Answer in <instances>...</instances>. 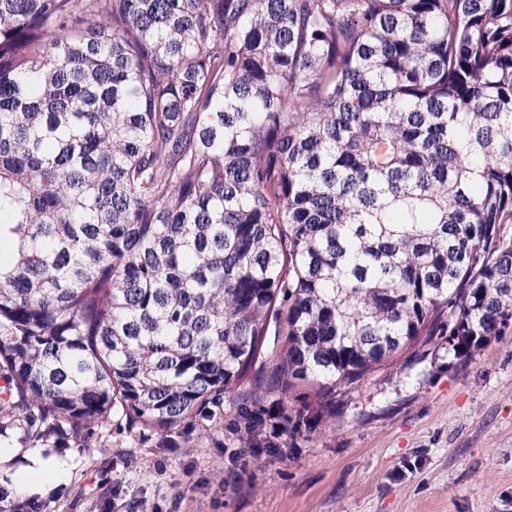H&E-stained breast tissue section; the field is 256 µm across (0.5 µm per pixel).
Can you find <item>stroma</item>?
<instances>
[{
	"label": "stroma",
	"mask_w": 512,
	"mask_h": 512,
	"mask_svg": "<svg viewBox=\"0 0 512 512\" xmlns=\"http://www.w3.org/2000/svg\"><path fill=\"white\" fill-rule=\"evenodd\" d=\"M41 512H512V327L459 361L397 357L275 453L194 431L140 446L111 425L58 448Z\"/></svg>",
	"instance_id": "obj_1"
}]
</instances>
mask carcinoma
I'll list each match as a JSON object with an SVG mask.
<instances>
[{"label":"carcinoma","mask_w":512,"mask_h":512,"mask_svg":"<svg viewBox=\"0 0 512 512\" xmlns=\"http://www.w3.org/2000/svg\"><path fill=\"white\" fill-rule=\"evenodd\" d=\"M510 220L512 0H0V413L33 448H179L226 401L268 448L417 342L467 359L512 320Z\"/></svg>","instance_id":"carcinoma-1"}]
</instances>
